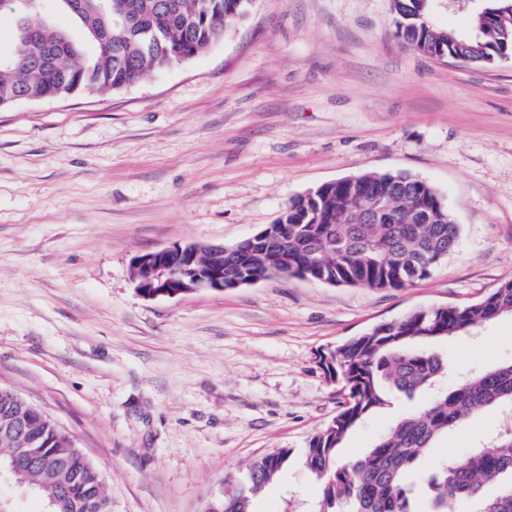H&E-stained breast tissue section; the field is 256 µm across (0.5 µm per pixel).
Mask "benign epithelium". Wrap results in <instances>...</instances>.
Masks as SVG:
<instances>
[{
    "instance_id": "obj_1",
    "label": "benign epithelium",
    "mask_w": 512,
    "mask_h": 512,
    "mask_svg": "<svg viewBox=\"0 0 512 512\" xmlns=\"http://www.w3.org/2000/svg\"><path fill=\"white\" fill-rule=\"evenodd\" d=\"M249 237L234 246L187 243L140 253L132 261L137 293L146 299L176 297L201 289L222 291L242 286L238 278L224 280V255L237 251Z\"/></svg>"
}]
</instances>
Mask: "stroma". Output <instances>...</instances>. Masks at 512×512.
<instances>
[{
  "label": "stroma",
  "instance_id": "35a3bbf8",
  "mask_svg": "<svg viewBox=\"0 0 512 512\" xmlns=\"http://www.w3.org/2000/svg\"><path fill=\"white\" fill-rule=\"evenodd\" d=\"M392 5L255 0L223 40L134 86L0 109V386L75 439L112 512H202L225 477L280 448L294 454L254 512H315L302 450L343 396L321 354L512 280V58L421 55L394 38ZM366 172L426 180L460 225L428 278L138 295L137 254L233 246L291 198ZM439 349L445 390L512 361V316ZM430 399L394 398L342 457ZM511 423L512 410L480 411L418 468Z\"/></svg>",
  "mask_w": 512,
  "mask_h": 512
}]
</instances>
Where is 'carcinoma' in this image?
<instances>
[{"label":"carcinoma","mask_w":512,"mask_h":512,"mask_svg":"<svg viewBox=\"0 0 512 512\" xmlns=\"http://www.w3.org/2000/svg\"><path fill=\"white\" fill-rule=\"evenodd\" d=\"M83 28L95 52L87 56L45 20L30 26L23 0H0L16 21L14 64L0 66V105L25 94L37 100L117 91L149 73L189 60L244 19L254 0H52ZM394 36L430 57L456 54L476 66L512 57V0H484L471 13L477 36L457 46L432 21L436 0H393ZM372 195L386 211L377 224L356 223L357 203ZM271 242L256 243L244 258L224 256V273L263 279L292 266L320 283L405 288L430 276L459 240V225L438 191L402 172L345 178L309 197L300 195L269 225ZM512 315V281L472 304L415 310L396 323L372 326L336 346L321 365L344 393L332 421L304 448L305 465L321 486L317 512H416L405 481L417 461L460 422L481 409L512 405V362L498 365L438 395L398 420L359 458H340L354 429L390 404L432 388L446 363L432 345L469 334ZM0 473L31 489L51 512H112V498L92 464L56 421L18 394H0ZM294 453L281 448L250 463L205 512H253V502L276 482ZM435 512L448 501L474 512H512V428L470 454L450 460L426 479Z\"/></svg>","instance_id":"obj_1"}]
</instances>
